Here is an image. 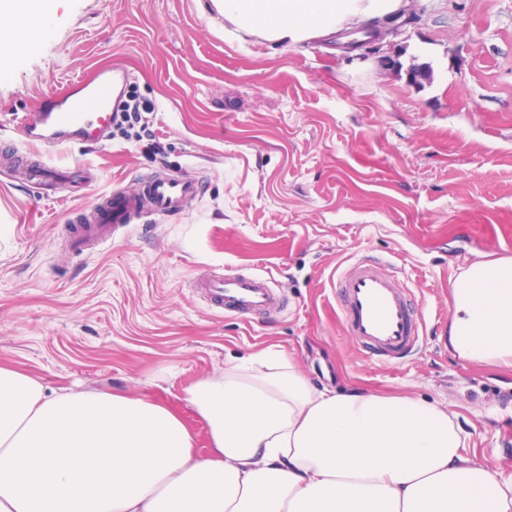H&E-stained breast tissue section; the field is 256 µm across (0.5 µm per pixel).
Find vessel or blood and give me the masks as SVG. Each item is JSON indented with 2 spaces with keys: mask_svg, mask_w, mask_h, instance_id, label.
I'll return each mask as SVG.
<instances>
[{
  "mask_svg": "<svg viewBox=\"0 0 512 512\" xmlns=\"http://www.w3.org/2000/svg\"><path fill=\"white\" fill-rule=\"evenodd\" d=\"M77 90L78 98H66L39 113V125L48 130L47 143L57 144L74 132L93 140L111 126L113 108L106 70L91 72L79 81ZM197 195L195 181L146 178L136 194L103 196L93 228L89 234L72 238L70 248L81 254L105 243L115 224H135L152 215L181 213ZM205 287L225 310L245 319L276 313L282 308V300L269 279L258 275H215L206 281ZM335 289L343 327L369 360L399 361L414 350L419 340V324L406 290L386 273L383 262L357 260L349 272L337 275Z\"/></svg>",
  "mask_w": 512,
  "mask_h": 512,
  "instance_id": "obj_1",
  "label": "vessel or blood"
}]
</instances>
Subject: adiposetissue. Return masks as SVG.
<instances>
[{"instance_id":"ef3b65f1","label":"adipose tissue","mask_w":512,"mask_h":512,"mask_svg":"<svg viewBox=\"0 0 512 512\" xmlns=\"http://www.w3.org/2000/svg\"><path fill=\"white\" fill-rule=\"evenodd\" d=\"M237 30L300 44L377 28L410 0H211ZM55 0H0L53 33ZM448 347L512 366V258L453 288ZM182 401L207 427L194 450L180 411L147 396L63 389L0 367V512H512V478L463 456L446 407L315 387L267 348L200 377Z\"/></svg>"}]
</instances>
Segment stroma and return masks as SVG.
Returning <instances> with one entry per match:
<instances>
[{"instance_id":"1","label":"stroma","mask_w":512,"mask_h":512,"mask_svg":"<svg viewBox=\"0 0 512 512\" xmlns=\"http://www.w3.org/2000/svg\"><path fill=\"white\" fill-rule=\"evenodd\" d=\"M397 26L350 57L238 38L197 0H57L52 36L0 58V366L176 407L273 346L321 389L445 403L462 454L511 476L512 368L456 357L448 322L458 277L512 257V0H412ZM109 66L156 103L160 150L111 133L53 148L24 126ZM156 174L201 194L65 246L101 196ZM364 257L419 302L403 361H367L336 313L333 282ZM227 272L269 278L282 311L246 321L191 286Z\"/></svg>"}]
</instances>
